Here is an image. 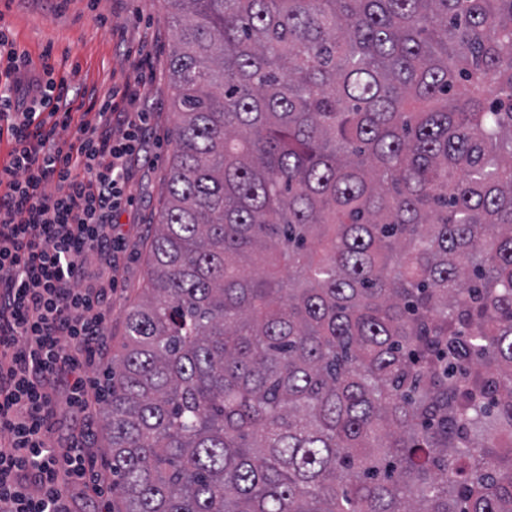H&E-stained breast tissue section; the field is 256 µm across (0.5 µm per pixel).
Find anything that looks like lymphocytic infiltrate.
Returning a JSON list of instances; mask_svg holds the SVG:
<instances>
[{"label": "lymphocytic infiltrate", "instance_id": "1", "mask_svg": "<svg viewBox=\"0 0 512 512\" xmlns=\"http://www.w3.org/2000/svg\"><path fill=\"white\" fill-rule=\"evenodd\" d=\"M0 50L13 77L0 84L12 142L0 167V512H73L74 490L100 497L111 487L86 443L88 370L108 347L106 313L126 253L114 218L135 203L148 83L104 95L78 122L70 86L51 66L25 81L26 55L1 31ZM64 414L81 429L55 446Z\"/></svg>", "mask_w": 512, "mask_h": 512}]
</instances>
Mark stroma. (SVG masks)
I'll return each mask as SVG.
<instances>
[{"label":"stroma","instance_id":"1","mask_svg":"<svg viewBox=\"0 0 512 512\" xmlns=\"http://www.w3.org/2000/svg\"><path fill=\"white\" fill-rule=\"evenodd\" d=\"M164 0H0V26L25 49L35 76L51 65L56 78L71 84V107L83 119L91 99L123 89L137 74H153L142 106L154 116L150 135L153 164L137 168L132 183L135 206L121 215L127 252L112 294L108 330L111 350L125 336V313L146 276V248L164 199L172 149L173 87L167 78L171 33Z\"/></svg>","mask_w":512,"mask_h":512}]
</instances>
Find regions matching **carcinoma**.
<instances>
[{"label":"carcinoma","mask_w":512,"mask_h":512,"mask_svg":"<svg viewBox=\"0 0 512 512\" xmlns=\"http://www.w3.org/2000/svg\"><path fill=\"white\" fill-rule=\"evenodd\" d=\"M166 4L114 512H512V0Z\"/></svg>","instance_id":"carcinoma-1"}]
</instances>
